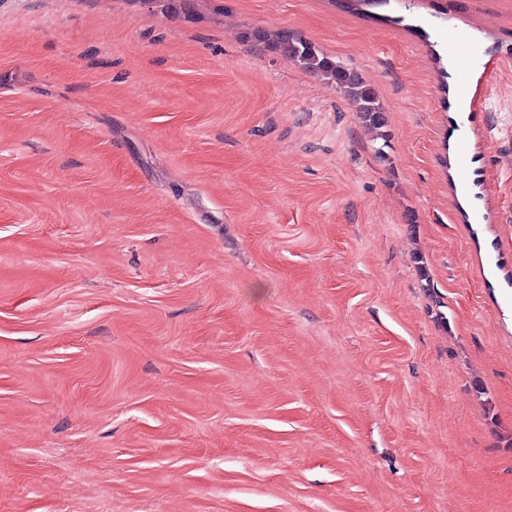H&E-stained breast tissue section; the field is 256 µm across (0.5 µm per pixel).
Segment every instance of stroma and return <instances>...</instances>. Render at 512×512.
Returning a JSON list of instances; mask_svg holds the SVG:
<instances>
[{
    "instance_id": "obj_1",
    "label": "stroma",
    "mask_w": 512,
    "mask_h": 512,
    "mask_svg": "<svg viewBox=\"0 0 512 512\" xmlns=\"http://www.w3.org/2000/svg\"><path fill=\"white\" fill-rule=\"evenodd\" d=\"M373 13L0 0V512H512V0ZM202 0H154L161 4L165 13L172 17L191 18L198 11L199 2ZM246 37L265 44L276 53L288 57L301 69L334 84L353 103L366 124L374 129L383 126L382 107L374 91L355 71L328 57L311 42L288 30H257L247 33Z\"/></svg>"
}]
</instances>
